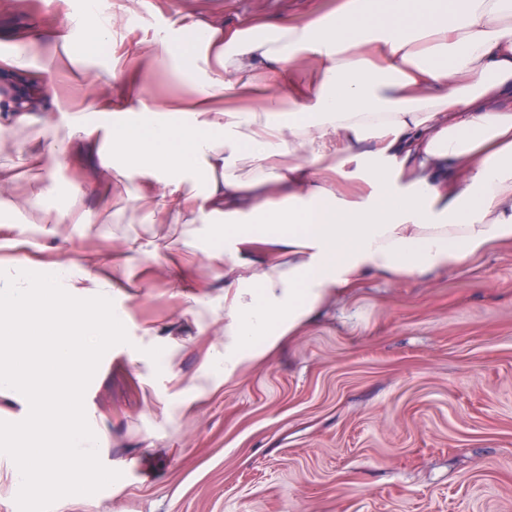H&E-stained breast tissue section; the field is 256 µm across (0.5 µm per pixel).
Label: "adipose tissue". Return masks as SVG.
Here are the masks:
<instances>
[{"label": "adipose tissue", "mask_w": 512, "mask_h": 512, "mask_svg": "<svg viewBox=\"0 0 512 512\" xmlns=\"http://www.w3.org/2000/svg\"><path fill=\"white\" fill-rule=\"evenodd\" d=\"M141 0L92 26L65 14L0 57L50 94H0V393L22 395L12 484L60 508L111 482L86 428L83 379L120 340L132 253L46 256L50 224L89 230L125 190L147 224L207 226L224 288V344L182 409L218 391L366 280L422 279L512 245V0H323L279 21L216 25L170 13L150 43L89 64ZM167 70L184 87L164 95ZM97 156L95 181L84 159ZM64 169L61 210L40 208L24 167ZM30 212L25 226L10 213Z\"/></svg>", "instance_id": "adipose-tissue-1"}]
</instances>
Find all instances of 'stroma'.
<instances>
[{
    "label": "stroma",
    "instance_id": "stroma-1",
    "mask_svg": "<svg viewBox=\"0 0 512 512\" xmlns=\"http://www.w3.org/2000/svg\"><path fill=\"white\" fill-rule=\"evenodd\" d=\"M320 0H167L170 11L215 24L285 18ZM51 18L0 0V54ZM121 222L88 233L58 226L47 244L104 254L153 241L133 255L122 342L84 378L88 428L112 483L68 512H512V247L423 280L366 282L330 304L317 324L182 412L208 350L222 344L206 287L207 234ZM177 260L201 281L176 294ZM162 331L165 367L139 360L143 326ZM174 404L164 414V403ZM0 441V512H58L54 493L29 495L6 474Z\"/></svg>",
    "mask_w": 512,
    "mask_h": 512
}]
</instances>
